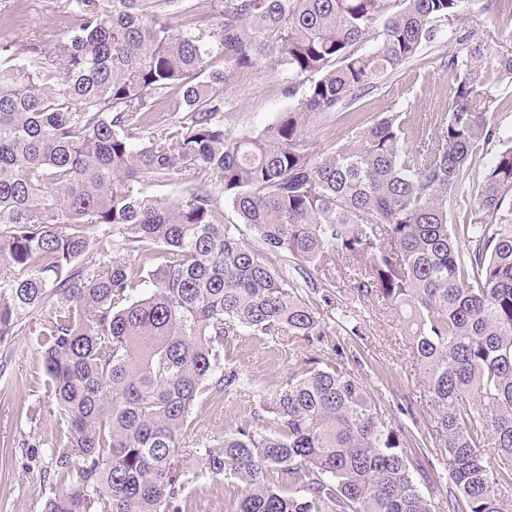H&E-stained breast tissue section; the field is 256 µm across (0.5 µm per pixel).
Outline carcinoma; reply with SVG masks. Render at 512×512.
I'll list each match as a JSON object with an SVG mask.
<instances>
[{"mask_svg": "<svg viewBox=\"0 0 512 512\" xmlns=\"http://www.w3.org/2000/svg\"><path fill=\"white\" fill-rule=\"evenodd\" d=\"M470 5L210 0L201 27L193 0H66L76 24L53 56L0 67V346L44 315L48 412L66 425L43 512H185L195 403L253 390L224 367V341L324 343L313 295L338 273L408 315L429 412L406 431L344 363L305 368L265 393L274 434L239 427L199 452L246 484L229 512H512V130L489 115L490 74L512 82V55L459 24ZM444 34L439 124L385 112L313 151L310 119ZM263 62L288 72L296 102L234 138L227 94ZM175 96L186 115L160 129ZM224 203L293 272L261 262ZM412 443L448 457L445 498L425 490ZM272 470L298 483L273 486Z\"/></svg>", "mask_w": 512, "mask_h": 512, "instance_id": "1", "label": "carcinoma"}]
</instances>
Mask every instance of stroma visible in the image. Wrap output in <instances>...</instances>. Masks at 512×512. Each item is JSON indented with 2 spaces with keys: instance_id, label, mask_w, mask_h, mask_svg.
Returning a JSON list of instances; mask_svg holds the SVG:
<instances>
[{
  "instance_id": "stroma-1",
  "label": "stroma",
  "mask_w": 512,
  "mask_h": 512,
  "mask_svg": "<svg viewBox=\"0 0 512 512\" xmlns=\"http://www.w3.org/2000/svg\"><path fill=\"white\" fill-rule=\"evenodd\" d=\"M64 0H0V18L17 19L8 38L11 60L23 63L32 53L50 55L63 28ZM452 48L440 41L423 47L418 57L388 73L348 110L313 118L308 138L323 153L348 139L352 119L370 123L384 112L410 113L416 125L433 123L448 104L450 90L444 62ZM287 72L259 68L230 92L224 126L235 137L255 135L274 122L289 106L281 87ZM335 304L339 328L332 344L272 343L259 336H237L224 344V364L240 369L258 388H275L305 361L319 364L343 360L362 377L376 396L387 421L412 426L428 410L429 394L420 363L414 357L400 310L379 301L357 299L353 288L321 286ZM40 318L28 321L7 349H0V452L13 462L0 468V512H42L52 488L45 476L50 460L39 444L52 442L65 428L47 411L46 374L37 344ZM268 414L257 392L226 395L218 403L203 402L192 414V426L183 443L182 457L193 481L185 489L188 512H228L244 492L238 479L201 469L193 449L218 443L242 425L265 432Z\"/></svg>"
}]
</instances>
